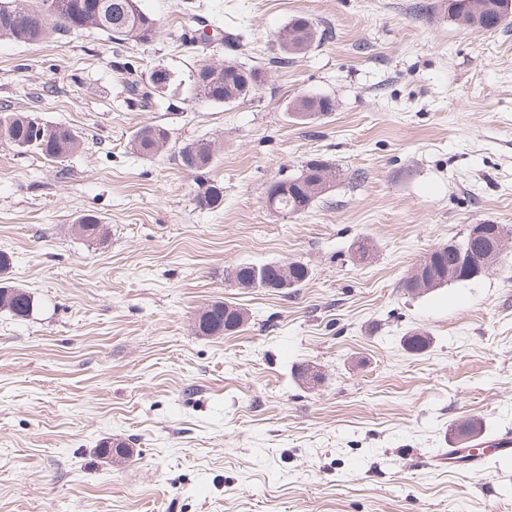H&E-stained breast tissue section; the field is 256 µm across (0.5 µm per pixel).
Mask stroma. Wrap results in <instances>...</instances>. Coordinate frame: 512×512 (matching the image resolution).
I'll list each match as a JSON object with an SVG mask.
<instances>
[{
  "instance_id": "stroma-1",
  "label": "stroma",
  "mask_w": 512,
  "mask_h": 512,
  "mask_svg": "<svg viewBox=\"0 0 512 512\" xmlns=\"http://www.w3.org/2000/svg\"><path fill=\"white\" fill-rule=\"evenodd\" d=\"M439 4L139 0L161 27L145 45L91 29L0 39V102L83 138L58 163L0 142V252L35 300L24 320L0 310V512H512V466L443 462L460 419L512 431V242L471 281L402 286L470 225L512 228V26L473 29ZM190 12L237 48L182 43ZM298 16L330 36L274 64ZM122 58L179 83L140 108ZM229 60L265 68L264 85L230 105L189 94L192 72ZM301 96L334 110L298 122ZM146 123L170 133L147 158L128 145ZM201 136L224 188L210 210L178 156ZM312 158L335 171L330 191L299 214L271 209L268 183ZM86 213L107 247L72 232ZM289 261L308 266L302 287L224 279ZM216 301L246 323L196 334ZM303 366L318 384L297 379ZM115 440L124 459L102 449Z\"/></svg>"
}]
</instances>
